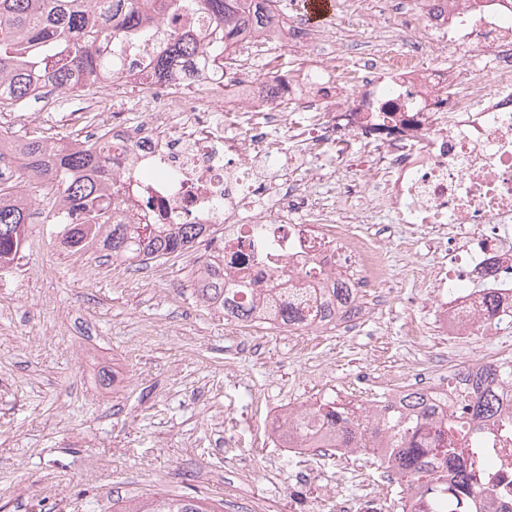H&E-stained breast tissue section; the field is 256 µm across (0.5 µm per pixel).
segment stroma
<instances>
[{
	"instance_id": "1",
	"label": "stroma",
	"mask_w": 512,
	"mask_h": 512,
	"mask_svg": "<svg viewBox=\"0 0 512 512\" xmlns=\"http://www.w3.org/2000/svg\"><path fill=\"white\" fill-rule=\"evenodd\" d=\"M39 134L71 141L81 126L60 125L40 100L0 111V136ZM34 198L27 243L0 284V512H112V504L156 492L223 501L233 512H333L337 498L377 482L372 455L323 456L322 480L300 477V457L269 435V415L288 405L388 394L415 365L434 381L448 369L433 355L452 344L434 323L420 267L440 262L426 245H388L391 274L414 295L396 298L379 322L354 336L313 339L263 327L237 332L194 292L204 260L190 251L137 270L89 246L65 248L49 224L45 183L18 185ZM421 336L409 342L404 325ZM115 380L102 385V372Z\"/></svg>"
}]
</instances>
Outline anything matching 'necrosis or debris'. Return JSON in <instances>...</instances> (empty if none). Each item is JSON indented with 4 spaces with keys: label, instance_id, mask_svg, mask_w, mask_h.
Segmentation results:
<instances>
[{
    "label": "necrosis or debris",
    "instance_id": "4bbe7bcc",
    "mask_svg": "<svg viewBox=\"0 0 512 512\" xmlns=\"http://www.w3.org/2000/svg\"><path fill=\"white\" fill-rule=\"evenodd\" d=\"M204 25L188 13L117 53L144 70L170 30ZM396 25L402 49L377 55L335 18L316 24L298 10L277 42L255 35L234 43L223 92L203 95L197 78L144 70L142 125L129 127L119 110L108 121L86 120L126 147L112 163L113 184L138 185L126 223L223 225L224 277L253 289L261 324H271L280 304L303 311L317 298L334 308L331 320L302 326L307 336L356 333L396 294L380 234L356 231L335 207H318L301 181L273 192L263 184L269 169L301 167L313 146L326 148L320 178L337 200L371 185L367 218L386 215L412 233L431 229L430 248L447 252V262L425 276L436 290V321L457 343L448 372L460 380L512 360V0H448L442 12L434 0H408ZM426 29L454 64L433 61L419 39ZM275 45L312 47L321 59L277 72L269 85L252 67ZM340 60L357 61L360 84L340 79ZM218 112L226 125L214 124ZM297 112L308 113L316 138L297 137L281 151L262 130L293 125ZM242 128L248 138L239 137ZM254 224L263 225L262 237L251 236ZM283 273L284 288L276 284ZM489 293L498 303L492 317ZM481 331L496 340L477 357L463 342ZM497 399L499 416L486 422L468 463L494 491L486 512H512V386L499 387Z\"/></svg>",
    "mask_w": 512,
    "mask_h": 512
}]
</instances>
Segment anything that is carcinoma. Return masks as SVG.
<instances>
[{
  "label": "carcinoma",
  "instance_id": "cac0c4a2",
  "mask_svg": "<svg viewBox=\"0 0 512 512\" xmlns=\"http://www.w3.org/2000/svg\"><path fill=\"white\" fill-rule=\"evenodd\" d=\"M153 0H0V109H20L42 96L43 88H82L97 83L102 75H135L134 68L118 67L111 49L152 32L158 19ZM169 15L179 16L189 6L206 18L211 31L223 37L211 56L201 54L200 39L171 31L150 60L151 73L163 77L181 65L188 72L224 66V51L241 35L261 32L273 17L276 0H164ZM10 160L13 182L0 181V262L23 249L26 227L34 201L13 191L15 185L33 179L52 181L59 195L53 223L71 248L79 251L97 242L112 262L137 267L155 259L179 255L209 235L208 224H180L173 232L165 224H125L119 218L124 202L137 195V185H112V139L99 136L62 143L42 135L12 141L0 136V163ZM202 299L217 304L224 314L247 322L256 313L249 294L224 280V268L210 266L196 278ZM512 383V362L481 376L482 394L472 404V425L454 420L436 397L423 389H410L397 405L382 400L377 417L370 405H352L335 399L311 404L309 419L295 425L305 437L309 421L322 432L316 448H364L380 438L386 454L380 466L393 467L399 476L402 512H448L459 507L477 512L488 498L489 487L477 481L467 462L429 428L480 434L473 426L497 416L496 390ZM112 512H224V501H206L169 493L142 501L112 503Z\"/></svg>",
  "mask_w": 512,
  "mask_h": 512
}]
</instances>
